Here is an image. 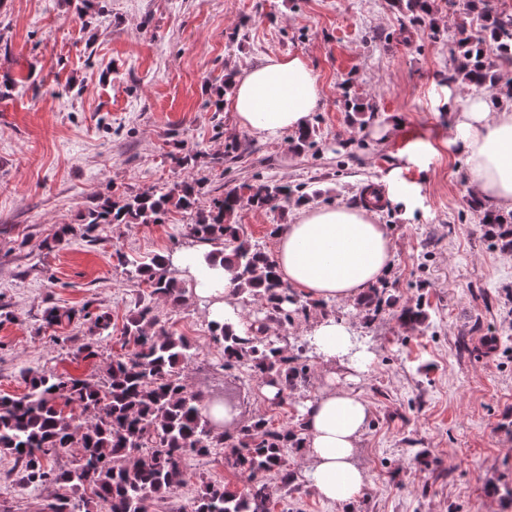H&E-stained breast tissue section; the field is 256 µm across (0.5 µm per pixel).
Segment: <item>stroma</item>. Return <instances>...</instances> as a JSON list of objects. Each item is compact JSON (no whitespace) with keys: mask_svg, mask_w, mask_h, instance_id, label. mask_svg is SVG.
I'll list each match as a JSON object with an SVG mask.
<instances>
[{"mask_svg":"<svg viewBox=\"0 0 512 512\" xmlns=\"http://www.w3.org/2000/svg\"><path fill=\"white\" fill-rule=\"evenodd\" d=\"M288 53L308 58L322 95L302 152L292 133L253 136L215 107L226 73ZM450 66L447 41L390 0H0V310L10 315L0 323V395L23 396L26 371L101 375L142 293L114 251L171 258L192 248L184 228L194 216L183 212L88 242L78 215L104 195L188 179L201 182L205 207L224 189L274 181L315 207L360 204L372 185L394 240L386 282L431 319L408 328L392 309L367 321L353 302L328 304L375 355L354 386L370 408L358 456L365 491L345 505L316 498L294 449V480L274 489L271 512H512V260L469 205L468 167L450 143ZM346 83L374 108L369 124L350 123ZM184 148L197 158L181 167ZM299 211L245 208L235 221L272 254V225ZM62 224L73 233L51 247ZM50 305L108 312L109 333L94 337L84 321L46 327ZM156 309L197 348L184 370L190 391L228 386L239 421L294 424V408L271 404L259 380L221 369L206 303ZM92 339L100 355L82 359L76 349ZM204 481L247 487L216 448L188 456L184 484L153 497L148 512H175ZM55 493L24 484L13 456L0 455L7 512H43Z\"/></svg>","mask_w":512,"mask_h":512,"instance_id":"35a3bbf8","label":"stroma"}]
</instances>
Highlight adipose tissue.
<instances>
[{"instance_id": "obj_1", "label": "adipose tissue", "mask_w": 512, "mask_h": 512, "mask_svg": "<svg viewBox=\"0 0 512 512\" xmlns=\"http://www.w3.org/2000/svg\"><path fill=\"white\" fill-rule=\"evenodd\" d=\"M455 101L452 141L466 156L474 196L512 210V95L466 94ZM320 105V86L308 58L290 53L237 75L228 103L238 127L261 138L306 127ZM375 215L367 206L302 209L278 237L274 260L283 280L303 300L328 303L363 296L383 278L393 257L390 230L376 223ZM198 294L208 303L211 319L230 321L246 334L231 270L212 271L209 286ZM308 338L325 363L345 367L348 381L374 360L353 325L336 317L318 316ZM327 380V387L302 408L304 469L316 497L349 503L366 485L355 454L370 409L347 384H338L335 374Z\"/></svg>"}]
</instances>
